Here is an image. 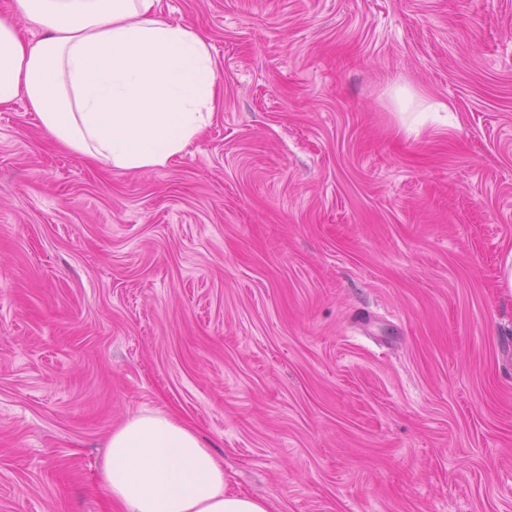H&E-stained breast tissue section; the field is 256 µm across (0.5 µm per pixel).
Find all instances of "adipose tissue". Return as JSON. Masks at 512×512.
Wrapping results in <instances>:
<instances>
[{"label":"adipose tissue","mask_w":512,"mask_h":512,"mask_svg":"<svg viewBox=\"0 0 512 512\" xmlns=\"http://www.w3.org/2000/svg\"><path fill=\"white\" fill-rule=\"evenodd\" d=\"M160 0H14L0 15V106L25 98L58 143L123 172L163 168L204 133L219 92L195 29ZM101 480L119 512H268L229 491L224 465L178 418L141 409L113 430Z\"/></svg>","instance_id":"ef3b65f1"}]
</instances>
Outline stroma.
<instances>
[{
    "instance_id": "35a3bbf8",
    "label": "stroma",
    "mask_w": 512,
    "mask_h": 512,
    "mask_svg": "<svg viewBox=\"0 0 512 512\" xmlns=\"http://www.w3.org/2000/svg\"><path fill=\"white\" fill-rule=\"evenodd\" d=\"M222 94L119 172L0 107V512H111L171 412L268 512H512V0H160Z\"/></svg>"
}]
</instances>
